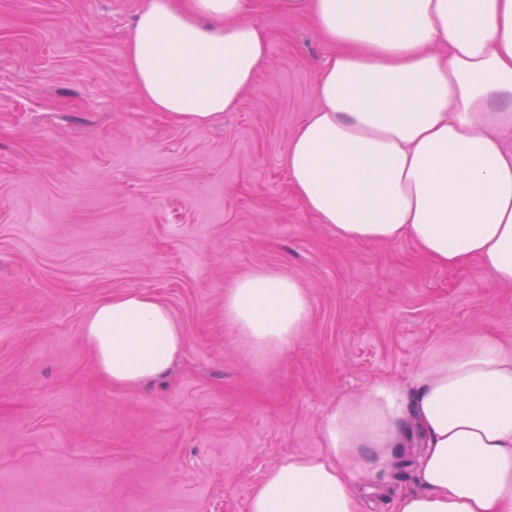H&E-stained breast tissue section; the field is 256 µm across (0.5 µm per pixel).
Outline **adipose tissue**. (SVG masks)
I'll list each match as a JSON object with an SVG mask.
<instances>
[{"label": "adipose tissue", "mask_w": 512, "mask_h": 512, "mask_svg": "<svg viewBox=\"0 0 512 512\" xmlns=\"http://www.w3.org/2000/svg\"><path fill=\"white\" fill-rule=\"evenodd\" d=\"M313 18L334 54L318 105L286 157L293 189L351 244L410 240L432 264L478 262L512 285V0H276ZM250 0H146L127 44L140 95L202 126L255 83L267 37ZM311 301L295 278L259 269L224 294V318L258 358L289 349ZM84 339L113 385L167 372L184 336L155 297L99 302ZM414 389L384 382L321 422L323 452L268 470L248 512H358L356 473L391 461L420 429L418 487L393 512H512V348L488 334L430 347Z\"/></svg>", "instance_id": "1"}]
</instances>
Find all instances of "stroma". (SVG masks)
Returning a JSON list of instances; mask_svg holds the SVG:
<instances>
[{
	"label": "stroma",
	"mask_w": 512,
	"mask_h": 512,
	"mask_svg": "<svg viewBox=\"0 0 512 512\" xmlns=\"http://www.w3.org/2000/svg\"><path fill=\"white\" fill-rule=\"evenodd\" d=\"M144 0H0V512H248L264 474L322 451L321 420L431 346L512 344V287L440 268L411 241L350 244L293 192L285 157L333 52L311 19L253 0L267 58L207 126L153 111L127 68ZM258 269L311 315L256 363L224 293ZM136 291L185 336L162 378L112 387L83 339ZM418 445L358 474L360 512L416 488Z\"/></svg>",
	"instance_id": "35a3bbf8"
}]
</instances>
